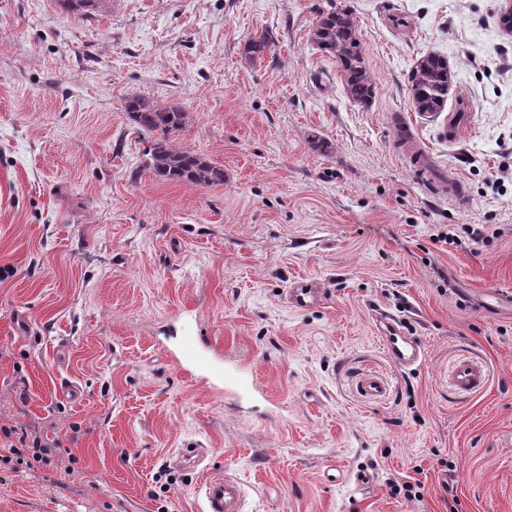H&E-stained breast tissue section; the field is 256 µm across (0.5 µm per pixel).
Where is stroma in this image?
<instances>
[{
    "instance_id": "stroma-1",
    "label": "stroma",
    "mask_w": 512,
    "mask_h": 512,
    "mask_svg": "<svg viewBox=\"0 0 512 512\" xmlns=\"http://www.w3.org/2000/svg\"><path fill=\"white\" fill-rule=\"evenodd\" d=\"M506 0H0V425L72 442L13 467L0 512H200L204 448L246 512H512V33ZM349 11L375 86L351 101L312 39ZM266 33L269 52L248 59ZM436 51L449 112H415ZM134 95L188 114L174 147L220 186L163 182ZM402 115L466 204L396 143ZM324 141L326 150L315 148ZM441 224H495L434 242ZM317 279L323 304L285 295ZM420 338L396 367L375 313ZM489 370L455 394L461 355ZM388 378L370 401L358 376ZM374 478L369 489L356 472ZM420 479V498L393 496ZM408 84L416 112L428 115L444 112L453 87V72L448 58L438 52L425 54L412 69Z\"/></svg>"
}]
</instances>
